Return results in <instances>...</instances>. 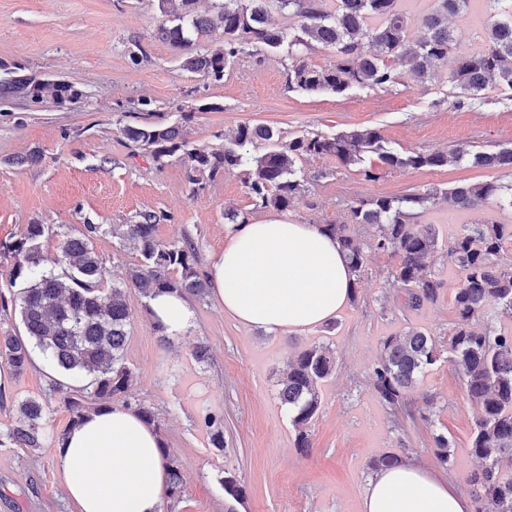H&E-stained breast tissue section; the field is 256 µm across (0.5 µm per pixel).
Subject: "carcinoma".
Segmentation results:
<instances>
[{"instance_id": "carcinoma-1", "label": "carcinoma", "mask_w": 512, "mask_h": 512, "mask_svg": "<svg viewBox=\"0 0 512 512\" xmlns=\"http://www.w3.org/2000/svg\"><path fill=\"white\" fill-rule=\"evenodd\" d=\"M160 10L175 16L177 24L162 25L159 40L169 43L181 57L183 70L209 82L224 80L230 59L244 45L265 50L288 46L292 65L289 84L301 91L341 94L353 85L383 86L396 82V74L385 58L406 62L414 81L425 83L432 71L448 63L454 46L449 19L467 13L473 0H436L435 7L420 18L423 38L416 47L408 44V18L397 0H336V11L328 12L324 0H217L214 12L201 14L198 0H158ZM276 5L300 21L302 35L269 21V7ZM486 14L482 49L456 56L448 82L476 100L494 82L512 88V0H482ZM224 36V47L214 51L201 47L215 32ZM320 45L333 53L326 68H315L301 59L303 51ZM3 91L19 97L37 98L41 87L16 76L3 84ZM140 121L128 124L124 136L157 159L178 155L187 162L188 182L194 186L214 180L220 173L238 169L244 176L255 207L286 211L301 197L303 188L294 178L296 161L305 156H333L344 167L363 162L367 153L398 169H421L448 164V158L469 157L484 169H512V149L498 152L455 149L440 152H404L386 149L374 128H360L333 137L299 136L283 144L272 129L263 125H241L222 150H207L190 142L183 125L149 121L151 101H140ZM247 144L262 145L265 152L250 158L241 152ZM437 196V189L379 197L362 201L351 209L352 223L368 224L373 233L365 243L347 224H324L322 230L336 238L356 277H361L366 250L389 252L398 258L395 282L405 290V306L416 309L437 298L438 282L426 259L436 251L438 238L430 224L411 219ZM448 205L471 209L491 201L512 208V183L486 180L458 184L446 192ZM157 214L146 211L133 224L112 227V236L127 239L140 252V263L128 267L112 288L100 283L105 268L94 249L100 224H85L61 242L54 268L44 267L41 239L45 225L30 224L24 236L0 247L13 259L12 280L28 286L10 300L0 295V308L14 310L24 329L22 336H0V360L11 372L22 375L39 351L51 364L54 388L74 393L70 398L75 426L91 410H102L126 399L133 373L124 362L130 324L126 289H136L144 298L160 293L202 296L208 281L199 268L194 243L185 238L164 243L156 239ZM512 238L511 224L483 221L471 224L448 245V259L462 278L454 302L458 321L448 337V364L460 377L468 399L479 412L474 421L471 453L480 461L469 472L474 512H512V475L502 472L503 458L512 462V331L490 323L478 328L473 322L494 301L500 313L512 318V260L504 255V243ZM441 361L433 338L412 330L388 336L373 365L371 378L382 404L394 413L406 408L418 379ZM336 371V359L320 345L299 349L288 361L280 380L279 397L291 411L297 447L312 448L310 423L321 406L320 387ZM24 422L0 433V445L10 442L21 448L39 447L45 408L35 399L21 404ZM211 444L224 447V416L202 415ZM436 457L448 465L451 441L434 435ZM161 453L169 472L167 497L179 496L182 475L166 447Z\"/></svg>"}]
</instances>
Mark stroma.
Returning a JSON list of instances; mask_svg holds the SVG:
<instances>
[{"instance_id": "obj_1", "label": "stroma", "mask_w": 512, "mask_h": 512, "mask_svg": "<svg viewBox=\"0 0 512 512\" xmlns=\"http://www.w3.org/2000/svg\"><path fill=\"white\" fill-rule=\"evenodd\" d=\"M170 21L158 0H0V82L24 75L42 88L39 99L15 97L0 108V243L20 239L28 225H45L41 246L51 262L75 228L103 225L94 244L109 273L108 288L113 274L140 260L135 246L110 229L135 223L145 211L159 217V241L189 237L205 267L224 248L230 209L250 221L282 216L298 224H346L352 207L379 196L445 190L461 181H512L511 169L474 168L464 158L434 169L390 170L369 154L349 168L329 156L297 161L304 191L282 214L255 208L237 170L196 188L181 157L155 160L125 138L139 100H150L165 124L193 111L192 121L184 122L188 139L215 151L249 124L272 128L284 143L371 126L401 153L495 152L512 148V89L489 85L481 100L464 106L448 69L419 84L391 58L397 85L311 94L289 88L286 50L249 46L231 59L223 81L211 83L184 71L178 52L156 38L157 28ZM57 83L81 90L80 102L56 98ZM202 103L207 111H199ZM367 168L374 179L365 178ZM484 220L512 224V209L490 203L456 210L438 199L418 214L417 223L434 225L439 234L430 265L440 288L435 301L415 310L401 304L394 257L377 251L367 255L355 301L335 320L303 331L272 334L243 326L209 294L192 300L194 327L167 344L151 325L146 299L127 289L129 400L152 408L159 436L180 465L182 489L172 512H360L373 465L388 454L416 459L464 486L478 465L469 451L477 408L459 376L438 362L410 395L431 422L399 425L374 390L370 368L385 337L412 328L447 349L461 280L448 261V244L466 225ZM200 342L209 348L204 362L193 355ZM315 344L333 352L336 372L320 390L313 448L305 455L295 446L278 381L291 354ZM0 392L7 395L0 432L22 422L24 399L39 400L46 411L39 447H0V512H75L54 452L71 411L52 388L46 365L35 361L16 376L0 361ZM208 410L224 416L223 448H214L200 421ZM437 430L453 444L445 467L435 458ZM230 473L244 486V499L225 494L220 479Z\"/></svg>"}]
</instances>
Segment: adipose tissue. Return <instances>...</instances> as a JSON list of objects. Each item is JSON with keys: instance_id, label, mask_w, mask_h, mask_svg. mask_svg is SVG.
<instances>
[{"instance_id": "ef3b65f1", "label": "adipose tissue", "mask_w": 512, "mask_h": 512, "mask_svg": "<svg viewBox=\"0 0 512 512\" xmlns=\"http://www.w3.org/2000/svg\"><path fill=\"white\" fill-rule=\"evenodd\" d=\"M206 275L226 313L273 333L335 318L355 279L333 237L284 219L230 225ZM149 305L162 335L182 337L195 323L186 296L163 293ZM160 447L152 425L115 404L67 430L55 458L78 512H163L167 472ZM361 512H473V506L452 483L405 460L374 472Z\"/></svg>"}]
</instances>
